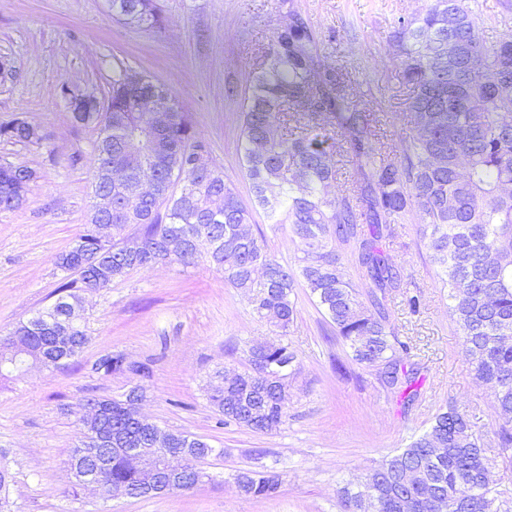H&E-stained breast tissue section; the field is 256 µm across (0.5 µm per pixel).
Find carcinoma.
<instances>
[{
    "mask_svg": "<svg viewBox=\"0 0 512 512\" xmlns=\"http://www.w3.org/2000/svg\"><path fill=\"white\" fill-rule=\"evenodd\" d=\"M110 3L128 24L161 23L158 0ZM480 20L469 0H430L423 14L398 19L393 59L412 88V120L393 144L381 140L375 113L326 61L308 20L290 12L266 61L249 76L243 105L241 168L251 184V207L224 171L209 164V144L179 112L172 90L115 60L105 106L111 122L95 111L75 112L73 119L98 128L94 165H111V175L94 182V191L112 192V230L141 227L138 251L125 254L114 240L104 246L86 225L57 258L72 279L60 285L56 301L0 338V379L32 366L58 368L83 352L90 340L85 326L73 321L64 330L66 306L79 291L106 289L136 269L187 266L204 254L279 336L249 348V368L209 396L223 424L269 434L283 423L288 382L299 370L283 337L297 315L299 286L309 290L351 360L374 369L380 386L409 406L421 390L417 373L405 365L413 346L389 328L386 301L398 293L408 313L417 314L422 297L407 290L383 243L394 241L398 228L417 215L475 376L494 397L499 447L512 449V341H505L512 337V38L486 44ZM450 42L461 45V54L448 55ZM300 114L325 116L336 131V148L312 128L290 131L289 122ZM0 138L30 144L43 135L38 126L16 120L0 126ZM336 150L357 172L349 184L341 181ZM34 179L27 167L0 164V210L19 208L22 201L9 189L26 191ZM178 185L193 204L174 192ZM258 207L270 223L292 226L302 253L298 267L280 262L263 237L246 231ZM338 245L363 271L370 306L346 278ZM93 371L152 374L149 365L131 363L121 352L101 356ZM98 401L112 423L134 427L126 395ZM81 422L84 441L69 457L71 468L81 464L100 428L86 415ZM159 434L187 461V491L205 478L196 461L224 454L202 438L155 423L130 447L150 448ZM435 442L447 448L444 455L431 452ZM144 482L115 453L99 487L107 494L114 484L136 490ZM282 483L272 468L235 475L240 492L259 500L278 497ZM337 496L343 512H512V499L490 477L481 437L452 406L440 408L427 430L375 465L364 490L345 486Z\"/></svg>",
    "mask_w": 512,
    "mask_h": 512,
    "instance_id": "1",
    "label": "carcinoma"
}]
</instances>
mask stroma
<instances>
[{"label":"stroma","mask_w":512,"mask_h":512,"mask_svg":"<svg viewBox=\"0 0 512 512\" xmlns=\"http://www.w3.org/2000/svg\"><path fill=\"white\" fill-rule=\"evenodd\" d=\"M486 44L512 36V0H477ZM429 0H160L163 24L135 27L113 16L108 0H0V125L39 126L40 143L0 139V164L35 171L23 206L0 211V336L50 306L65 273L56 258L89 221L97 132L76 123L60 84L106 100L112 62L124 60L168 85L180 112L210 144L211 158L251 202L240 168L242 104L247 77L263 61L289 11L305 15L330 64L380 113L388 139L408 131V87L391 60L399 17L425 11ZM410 218L391 258L420 288L419 315L391 303L389 323L414 346L423 394L405 408L387 396L371 369L350 362L348 349L306 293L284 341L299 362L288 390V417L276 432L223 426L208 401L216 371L240 372L254 344L275 340L273 327L207 259L130 272L110 288L83 293L90 341L57 369L32 368L0 381V456L13 476L15 512H340L336 490L364 482L376 462L429 427L436 411L456 406L482 437L491 477L512 491V450L497 446L490 392L475 377L463 333L448 312L428 251ZM253 233L285 262L298 255L290 225L256 212ZM108 352L150 364L152 375L105 376L93 363ZM347 366L339 374L337 363ZM141 385L142 413L159 426L207 438L223 449L203 465L191 491L153 499L104 497L74 490L69 454L83 437L86 397H112ZM262 466L281 473L279 497L259 501L239 492L234 476Z\"/></svg>","instance_id":"stroma-1"}]
</instances>
